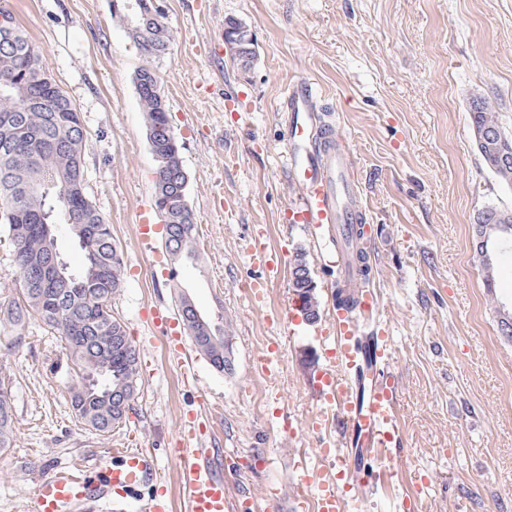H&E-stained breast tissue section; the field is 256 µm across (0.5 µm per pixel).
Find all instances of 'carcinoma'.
<instances>
[{"mask_svg": "<svg viewBox=\"0 0 512 512\" xmlns=\"http://www.w3.org/2000/svg\"><path fill=\"white\" fill-rule=\"evenodd\" d=\"M224 34L237 38L241 60L251 64L256 44L249 26L233 17L224 20ZM129 36L150 57L169 50L164 15L149 22L133 18ZM150 66L136 73L137 93L155 161L154 205L166 224V247L174 257L189 254L195 232L194 213L186 198L187 174L177 138L171 135L169 108L156 88ZM471 129L497 132L509 145V158L488 171L512 185V138L505 136L498 116L486 98L472 100ZM10 110L11 125L0 121V227L11 237L22 300L0 307L15 340L26 337L30 320H40L61 336L71 353L77 383L70 402L78 419L106 434L121 423L138 388V352L124 325L112 316L111 301L122 285V257L105 222L86 195L83 169L84 129L79 113L43 67L40 52L10 22L9 39L0 35V110ZM79 225L77 235L83 261L74 270L66 262L65 280L57 285L60 301L44 295L39 267L56 251L53 227L59 219ZM291 288L303 297L302 313L310 322L320 316L317 285L306 254H296ZM184 325L197 349L222 371L232 370L224 345L210 341L188 300L180 299ZM14 410L10 382L0 377V449L12 446Z\"/></svg>", "mask_w": 512, "mask_h": 512, "instance_id": "cac0c4a2", "label": "carcinoma"}]
</instances>
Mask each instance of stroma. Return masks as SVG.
<instances>
[{"mask_svg":"<svg viewBox=\"0 0 512 512\" xmlns=\"http://www.w3.org/2000/svg\"><path fill=\"white\" fill-rule=\"evenodd\" d=\"M170 52L150 61L113 17L111 0H0L40 51L79 112L84 175L93 205L112 226L124 284L112 314L139 353L138 391L127 418L102 436L76 418L75 379L64 342L40 321L25 340L0 334V370L10 379L16 437L0 450V512H29L36 484L82 462L95 473L118 443L156 462L133 493L139 512L164 485L169 512H186L172 450L188 411L204 410L202 441L222 451L230 505L252 499L263 512L299 481L313 493L335 473L319 454L331 430L314 433L320 411L311 384L321 363L312 324L269 319L293 299L294 259L306 253L320 319L336 300L329 237L288 219L298 191L287 180L281 109L289 84L314 82L317 107L348 145L357 191L372 228V286L393 338L404 435L399 481L376 485L360 512H400L422 496V512H512V342L489 308L472 225L484 207L512 210V186L487 171L469 122L471 97L487 98L512 136V0H159ZM254 34L258 56L241 70L217 54L224 20ZM153 65L181 145L196 230L190 255L157 239L138 247L140 225H160L154 169L135 74ZM275 250L279 278L253 307L240 286L257 277L249 242ZM188 297L219 326L232 368L194 353L193 376L170 357L149 316ZM284 347L278 376L257 358Z\"/></svg>","mask_w":512,"mask_h":512,"instance_id":"1","label":"stroma"}]
</instances>
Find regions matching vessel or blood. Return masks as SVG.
Masks as SVG:
<instances>
[{
  "label": "vessel or blood",
  "mask_w": 512,
  "mask_h": 512,
  "mask_svg": "<svg viewBox=\"0 0 512 512\" xmlns=\"http://www.w3.org/2000/svg\"><path fill=\"white\" fill-rule=\"evenodd\" d=\"M315 97L310 81L299 78L289 85L284 100L291 114L285 133L289 180L300 195L290 209V221L316 229L325 224L339 225L336 247L342 250L352 242L354 225L365 223L366 217L357 197L351 153L338 143L335 127L327 126L316 142L306 134ZM151 317L154 325L167 327L169 350L176 355L183 353L186 343L177 318L162 309L153 310ZM357 334L350 311L340 305L333 307L330 322L320 332L325 357L316 383L325 399L335 403L339 428L336 443L322 449L321 454L333 459L340 473L320 480L311 500L316 512H356L359 487L344 479V472L367 474L376 449L390 454L403 442L395 421L399 383L392 368L389 332L383 329L377 333L372 388L365 396L360 394L357 381L364 358ZM199 419L195 413L182 420L180 444L174 454L185 481L187 512H228L222 466L213 449L199 441ZM109 454L113 463L106 466L101 477L59 470L41 480L34 492L33 512H65L77 502L86 503L90 512H96L104 492L110 497L113 512H121L131 491L153 470L154 462L139 448H113ZM311 501L297 496L293 512H304Z\"/></svg>",
  "instance_id": "obj_1"
}]
</instances>
